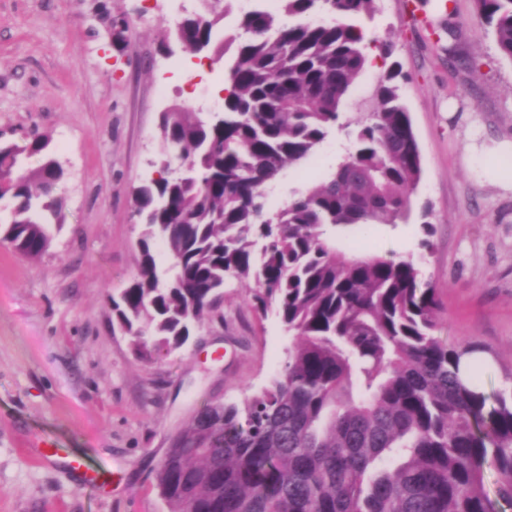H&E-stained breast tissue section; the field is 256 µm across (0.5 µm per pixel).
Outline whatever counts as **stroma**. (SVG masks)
<instances>
[{
    "instance_id": "stroma-1",
    "label": "stroma",
    "mask_w": 512,
    "mask_h": 512,
    "mask_svg": "<svg viewBox=\"0 0 512 512\" xmlns=\"http://www.w3.org/2000/svg\"><path fill=\"white\" fill-rule=\"evenodd\" d=\"M193 0H0V142L50 140L63 176L62 221L31 260L0 239V512H167L155 481L170 438L207 404L244 402L278 377L290 337L274 311L256 310L237 282L218 310L169 355L140 359L110 297L137 273L143 226L134 191L160 161L158 128L172 105L222 102L223 63L195 69L167 55L166 31ZM458 49L410 24L407 0H376L356 17L391 41L422 155L407 218L341 237L353 255L417 263L440 301L436 336L473 342L488 358L482 387L512 379V190L486 177L480 149L512 140V62L477 19L475 0H449ZM387 68L367 67L341 110L375 111ZM350 144L334 130L309 162L272 187L269 211L334 170ZM52 443L57 459L38 450ZM83 458L92 483L70 470Z\"/></svg>"
}]
</instances>
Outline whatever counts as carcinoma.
<instances>
[{
    "label": "carcinoma",
    "mask_w": 512,
    "mask_h": 512,
    "mask_svg": "<svg viewBox=\"0 0 512 512\" xmlns=\"http://www.w3.org/2000/svg\"><path fill=\"white\" fill-rule=\"evenodd\" d=\"M240 13L222 42L217 20L184 18L167 38L224 56V111L209 121L163 113L159 176L137 188L145 230L138 273L112 298L137 354L184 345L189 323L221 301L227 280L253 283V304L293 337L279 379L244 405L209 404L158 464L169 512H499L512 507V387L489 395L479 351L433 335L436 289L410 259L349 256L336 233L368 234L407 217L422 174L409 110L391 65L378 106L354 121L336 169L272 216L265 194L285 168L311 159L343 125L340 107L365 68L393 46L350 19L375 0H276ZM500 55L512 62V0H476ZM43 137L0 146L4 238L29 258L51 241L61 201L52 158L28 169ZM165 245L162 279L151 247ZM497 473L488 493L485 468Z\"/></svg>",
    "instance_id": "obj_1"
}]
</instances>
